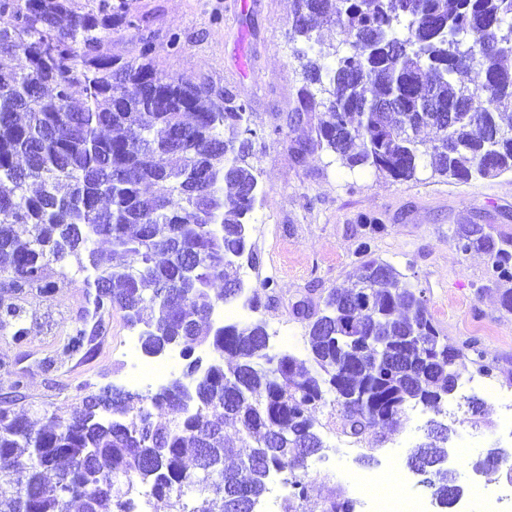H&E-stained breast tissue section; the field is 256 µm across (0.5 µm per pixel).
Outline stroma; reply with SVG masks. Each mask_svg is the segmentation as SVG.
I'll return each mask as SVG.
<instances>
[{"label": "stroma", "mask_w": 512, "mask_h": 512, "mask_svg": "<svg viewBox=\"0 0 512 512\" xmlns=\"http://www.w3.org/2000/svg\"><path fill=\"white\" fill-rule=\"evenodd\" d=\"M131 7L153 20L143 31L127 26L111 31L113 54L131 55L136 40L149 36L155 43L152 63L159 71L191 81L209 78L250 103L259 133L254 163L266 194L249 221L254 268L260 279H272L278 302L266 305L265 290L253 285L248 293L258 296L261 305L243 311L241 323L285 325L291 340L271 338V353L285 351L307 359L304 323L293 307L306 299L321 301L356 271V248L366 232L358 217L368 214L384 226L374 237L373 256L390 262L422 290L450 346L477 341L494 367L493 382L512 388V313L501 307L489 281L492 259L481 251L461 253L450 239L454 225L468 223L491 224L512 235V174L464 183L423 171L417 179L396 181L370 169H347L320 150L296 157L298 143L313 137L314 122L291 119L302 85L296 52L303 47L292 40L288 26L292 0H132ZM175 33L181 37L177 50L168 45ZM65 272L68 285L52 296L25 293L26 344L16 345L0 334V397L12 396L14 412L34 421L44 411L66 410L107 387L133 394V407H140L150 392L130 381L126 360L117 351L125 337L136 333L121 311L106 317L105 332L94 343L59 355L86 305L77 262H69ZM18 375L24 386L15 392L11 384ZM474 395L482 399L484 411L465 422L420 405L399 422L377 425L369 433L370 444L388 441L402 464L424 441L430 420L452 425V449L470 431H478L480 438L467 454L452 452L447 463L464 489L468 512H480L470 495L473 485L491 492L507 482L505 474L474 469L494 447L503 418L498 401L479 389ZM383 461L376 451L367 460L343 458L330 450L308 459L309 498L300 512H319L322 501L336 493L351 495L356 478Z\"/></svg>", "instance_id": "35a3bbf8"}]
</instances>
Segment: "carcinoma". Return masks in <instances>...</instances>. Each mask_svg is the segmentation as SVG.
I'll return each instance as SVG.
<instances>
[{"label": "carcinoma", "mask_w": 512, "mask_h": 512, "mask_svg": "<svg viewBox=\"0 0 512 512\" xmlns=\"http://www.w3.org/2000/svg\"><path fill=\"white\" fill-rule=\"evenodd\" d=\"M288 23L303 85L294 121L318 113L320 149L350 168L397 181L426 169L467 182L512 173V0H294ZM128 0H0V332L28 336L26 290L50 296L51 266L86 263L93 309L61 348L83 345L89 320L112 310L142 326V351L206 344L216 362L188 363L180 381L149 398L170 418L131 413L130 397L89 396L40 426L0 407V512H133L140 486L168 512H257L270 473L291 491L281 512L308 497L306 461L325 448L314 414L330 406L360 438L399 419L407 404L437 409L457 387L448 346L423 292L393 265L367 258L308 320L309 361L268 354L265 323L214 320L243 289L239 261H253L248 217L262 201L250 104L207 78L159 72L154 43L114 56L107 31L147 26ZM338 28L340 44L315 35ZM347 45L350 51L341 52ZM25 59V65L15 60ZM472 70L481 82L461 75ZM86 100L77 105L74 89ZM367 257L383 230L360 217ZM456 248L493 256L491 282L512 312V236L491 224H459ZM105 242L111 258L97 249ZM224 285L210 295L212 286ZM234 363L224 366V360ZM238 426V445L224 425ZM452 430L433 425L408 457L427 465L441 508L456 477L442 468ZM27 468L20 472L16 464ZM320 512H352L337 495Z\"/></svg>", "instance_id": "carcinoma-1"}]
</instances>
